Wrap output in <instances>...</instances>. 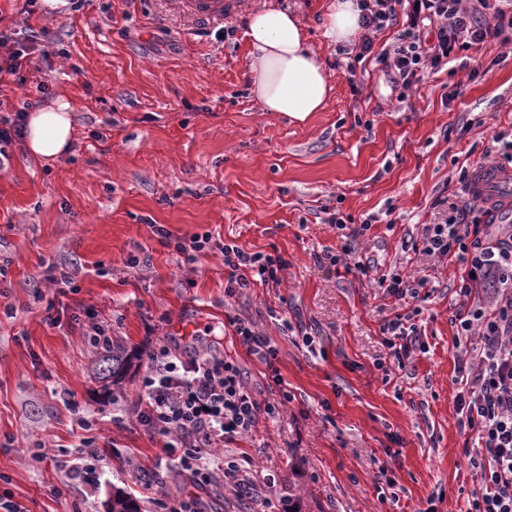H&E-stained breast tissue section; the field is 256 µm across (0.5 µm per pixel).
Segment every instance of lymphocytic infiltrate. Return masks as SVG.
I'll use <instances>...</instances> for the list:
<instances>
[{
    "label": "lymphocytic infiltrate",
    "mask_w": 512,
    "mask_h": 512,
    "mask_svg": "<svg viewBox=\"0 0 512 512\" xmlns=\"http://www.w3.org/2000/svg\"><path fill=\"white\" fill-rule=\"evenodd\" d=\"M363 38L346 65L355 73L372 58L395 84L410 89L424 70L440 71L454 51L496 41L512 45V0H356ZM401 25L397 38L375 49L376 33ZM462 187L448 217L424 225L423 254L460 264L464 269L460 297L464 310L451 322L457 338L475 336L479 344L459 358L462 389L456 409L474 431L478 450L472 461L480 488L467 512H512V225L486 224L466 192L469 170L461 168ZM227 284L248 288L276 285L286 268L278 254L249 253L222 244ZM240 345L265 365L275 403L262 402L245 383L234 359L218 355L210 340L194 337L180 348L158 344L148 355L133 407L138 424L161 442V454L186 474L191 493L162 502L163 512H206L198 493L212 485L250 492L248 457L217 456V449L257 430L261 420L279 416L291 402L278 367V351L252 322L228 319Z\"/></svg>",
    "instance_id": "lymphocytic-infiltrate-1"
}]
</instances>
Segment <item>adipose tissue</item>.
<instances>
[{
  "mask_svg": "<svg viewBox=\"0 0 512 512\" xmlns=\"http://www.w3.org/2000/svg\"><path fill=\"white\" fill-rule=\"evenodd\" d=\"M245 36L251 66L250 93L267 112L292 123L306 122L323 111L335 87L319 56L308 43L298 9L268 0L246 19ZM324 37L333 45L353 44L358 31L354 0H332L323 21ZM73 107L57 98L53 105L33 108L27 117L25 145L35 158L64 155L73 138Z\"/></svg>",
  "mask_w": 512,
  "mask_h": 512,
  "instance_id": "obj_1",
  "label": "adipose tissue"
}]
</instances>
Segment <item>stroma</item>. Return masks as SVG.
I'll use <instances>...</instances> for the list:
<instances>
[{"mask_svg":"<svg viewBox=\"0 0 512 512\" xmlns=\"http://www.w3.org/2000/svg\"><path fill=\"white\" fill-rule=\"evenodd\" d=\"M263 2L240 0L224 23L199 28L177 0H78L30 13L0 0V24L47 48L24 64L22 80L0 76V116L62 96L75 123L64 156L44 162L17 142L0 172V260L9 263L0 279V493L27 512H106L118 489L139 512L177 497L186 478L158 463V440L113 418L137 401L152 348L179 339L186 321L265 391L264 367L239 345L231 315L277 347L293 396L228 449L248 456L252 472L274 474L272 501L293 499L297 512H466L477 439L455 408L450 317L461 270L415 246L454 202L465 159L479 158L494 135L512 139V51L493 41L457 51L401 102L375 62L347 73L323 36L328 0H300L336 93L295 125L249 92L244 25ZM471 55L482 58L481 74L463 69ZM336 211L367 224L359 249L377 273L426 279L427 300L399 301L372 278L319 265L317 256L341 249L328 222ZM155 224L276 251L288 265L276 287L231 292L219 250L184 263ZM142 251L150 267H128ZM51 262L73 272L76 293L54 297L41 278ZM49 298L55 325L45 319ZM406 314L422 347L400 368L381 326ZM94 323L135 356L119 385L95 375ZM85 421L106 452L90 483L41 457L70 450ZM133 461L145 480L133 477Z\"/></svg>","mask_w":512,"mask_h":512,"instance_id":"35a3bbf8","label":"stroma"}]
</instances>
